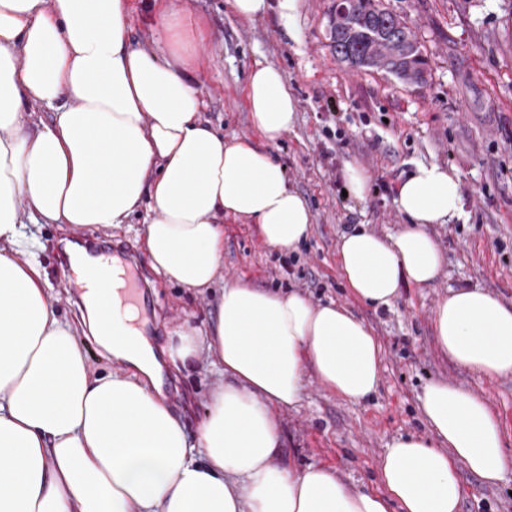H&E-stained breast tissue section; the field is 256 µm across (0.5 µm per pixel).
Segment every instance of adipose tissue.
Wrapping results in <instances>:
<instances>
[{
  "label": "adipose tissue",
  "instance_id": "1",
  "mask_svg": "<svg viewBox=\"0 0 512 512\" xmlns=\"http://www.w3.org/2000/svg\"><path fill=\"white\" fill-rule=\"evenodd\" d=\"M163 33L134 42V0H0V512H457L459 469L484 483L512 469L497 415L475 392L445 380L419 397L424 436L394 438L377 488L334 470L282 462L280 411L299 404L305 370L360 404L381 381V348L347 307L303 295L223 287L209 346L224 382L196 440L147 386L160 367L126 309L103 314L111 288L84 295L90 323L127 375L90 368L60 319L24 218L75 230L152 217V268L190 289L209 288L224 256V219L257 224L264 241L295 249L314 215L271 148L296 123L283 71L255 63L245 99L256 138L225 139L204 121L182 42L203 41L186 0H153ZM53 113L26 127L22 112ZM395 204L407 224L383 238L344 233L336 262L354 297L390 308L405 284L427 286L444 261L430 224L462 218L460 178L418 164ZM439 351L478 375L512 376V306L477 286L449 289L432 313Z\"/></svg>",
  "mask_w": 512,
  "mask_h": 512
}]
</instances>
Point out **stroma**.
<instances>
[{"label": "stroma", "instance_id": "35a3bbf8", "mask_svg": "<svg viewBox=\"0 0 512 512\" xmlns=\"http://www.w3.org/2000/svg\"><path fill=\"white\" fill-rule=\"evenodd\" d=\"M335 0H299L289 37L276 10L250 19L230 13L225 0H190L207 37L192 45L201 65L196 82L204 120L225 138L254 129L243 87L256 62L283 70L298 102L296 125L273 146L290 184L306 199L314 223L297 249L268 246L257 225L224 220V258L215 285L199 292L158 276L141 247L147 209L127 223L84 231L90 253L134 259L150 285L141 319L155 353L166 350L180 327L207 334L224 285L241 282L310 303L338 302L374 331L382 350V379L366 402L353 405L325 390L313 371L303 376L301 402L282 411L284 460L301 468L321 464L356 488L377 485L378 462L395 437L426 435L418 397L430 381L446 380L484 396L496 413L512 456V376L495 379L460 368L435 344L432 311L449 288L478 285L512 304V0H382L405 19L429 62L423 89L382 72L351 69L331 51ZM369 175L364 198L347 191L346 161ZM453 168L461 180L463 219L429 225L444 255L437 280L402 287L390 310L359 302L336 267L347 227L362 224L388 237L405 224L393 190L419 163ZM61 319L73 318L80 296L65 286L61 232L55 224H26ZM167 405L196 439L211 394L222 384L214 354L201 344L188 368L164 365ZM464 496L458 512H512V471L488 485L460 470Z\"/></svg>", "mask_w": 512, "mask_h": 512}]
</instances>
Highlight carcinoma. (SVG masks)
I'll return each instance as SVG.
<instances>
[{
  "mask_svg": "<svg viewBox=\"0 0 512 512\" xmlns=\"http://www.w3.org/2000/svg\"><path fill=\"white\" fill-rule=\"evenodd\" d=\"M380 0H336L330 19L336 60L359 70H382L406 85L425 80L428 60L410 27Z\"/></svg>",
  "mask_w": 512,
  "mask_h": 512,
  "instance_id": "cac0c4a2",
  "label": "carcinoma"
}]
</instances>
